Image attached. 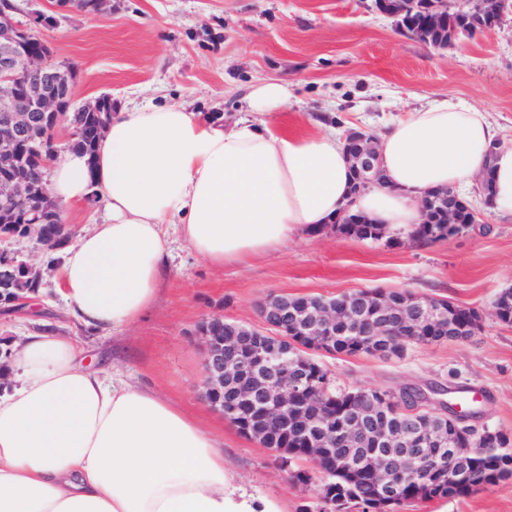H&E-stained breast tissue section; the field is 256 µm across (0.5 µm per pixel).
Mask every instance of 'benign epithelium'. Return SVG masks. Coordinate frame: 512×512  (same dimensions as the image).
Instances as JSON below:
<instances>
[{
    "mask_svg": "<svg viewBox=\"0 0 512 512\" xmlns=\"http://www.w3.org/2000/svg\"><path fill=\"white\" fill-rule=\"evenodd\" d=\"M34 0H0V158L12 164L20 158L21 142L29 131L45 124L51 127L53 139L65 130L67 120L60 88L64 84L63 64L55 59L52 47L39 35V30L55 26L68 15L101 17L112 11V0H40L43 8H33ZM377 9L394 19L398 29L407 36L425 43L433 35L448 33L436 48L445 50L454 45L458 28L453 23L451 8L456 0H375ZM465 24L478 33L500 26L507 13L508 0H469ZM83 112L98 116L96 136L102 137L112 114V96H101L85 103ZM345 151L353 170V194L382 182L376 137L363 130H350L343 136ZM476 192L483 203L494 206V193L486 172L476 178ZM27 182L7 173L0 175V208L10 210L24 204L30 196ZM424 224L477 223L476 211L469 217L448 195L440 191L425 194L419 201ZM58 213L47 188L39 192L38 207L24 214L26 234L41 235L44 218ZM15 279L22 288L42 280V272L27 261L15 270ZM260 314L269 331L238 324L222 315L206 318L200 325L204 350L203 377L205 398L210 407L234 422L235 410L224 406V395L232 397L231 405H245L255 415L256 425L244 430L254 440L277 431L301 440L308 448L337 445L354 446L369 439L377 448H398L400 452L386 454L379 474L383 497L392 490L408 471L426 478L428 470L410 448L437 445L448 453V484L456 483L466 472L467 455L459 444L469 442L480 430L466 426L468 419L462 408L455 407L459 427L446 434L433 432L427 416L415 415L414 424L392 431L379 428L375 417L382 409L379 393L364 394L357 405L341 417H336L326 403L308 397L305 362L288 357L296 349L321 353L336 335L338 320L349 326H360L359 318L349 305L336 297L321 296L313 306L291 302L286 294L272 295L262 304ZM423 325L433 334L448 337L452 342H464L478 326V315L460 318L446 315L435 298L418 297L414 302L386 300L381 302L374 318L364 328L370 338L367 349L373 354L387 351L397 335V343L405 345L407 332Z\"/></svg>",
    "mask_w": 512,
    "mask_h": 512,
    "instance_id": "7a95c632",
    "label": "benign epithelium"
}]
</instances>
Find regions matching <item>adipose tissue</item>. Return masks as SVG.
<instances>
[{"label":"adipose tissue","mask_w":512,"mask_h":512,"mask_svg":"<svg viewBox=\"0 0 512 512\" xmlns=\"http://www.w3.org/2000/svg\"><path fill=\"white\" fill-rule=\"evenodd\" d=\"M496 137L484 112L433 101L380 134L384 182L354 196L335 130L296 137L181 106L123 108L94 158L64 151L48 168L60 210L96 191L108 213L65 250L56 291L79 323L113 332L153 305L171 257L166 226L221 268L278 250L347 205L410 228L422 196L468 190L489 161L496 203L512 210V147L488 156ZM82 360L70 337L24 336L0 393V512H272L236 483L194 414Z\"/></svg>","instance_id":"adipose-tissue-1"}]
</instances>
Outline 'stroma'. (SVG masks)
<instances>
[{"instance_id": "35a3bbf8", "label": "stroma", "mask_w": 512, "mask_h": 512, "mask_svg": "<svg viewBox=\"0 0 512 512\" xmlns=\"http://www.w3.org/2000/svg\"><path fill=\"white\" fill-rule=\"evenodd\" d=\"M101 18L72 16L43 30L58 61L77 71L74 99L104 93L117 108L188 106L221 124L241 118L295 136L320 126L382 133L406 113L448 97L486 112L497 140L512 147V24L460 40L444 51L403 35L374 0H112ZM266 82L292 96L273 111L249 110L247 96ZM478 222L428 246L400 234L395 244L332 230L296 233L281 250L244 264L211 266L171 233L169 269L155 303L113 334L76 325L55 291L56 268L36 236L13 250L40 268L39 294L0 315V344L51 329L77 338L85 362L154 389L194 413L224 444V458L249 491L275 512H315V486L291 483L274 452L243 434L204 400L198 327L215 314L260 326L269 294L340 296L358 289L406 290L477 311L469 340L409 346L403 357L321 355L337 386L396 390L430 383L482 393V423L512 435V326L493 312L512 287V215L469 194ZM400 512H512V479L452 499L416 501Z\"/></svg>"}]
</instances>
